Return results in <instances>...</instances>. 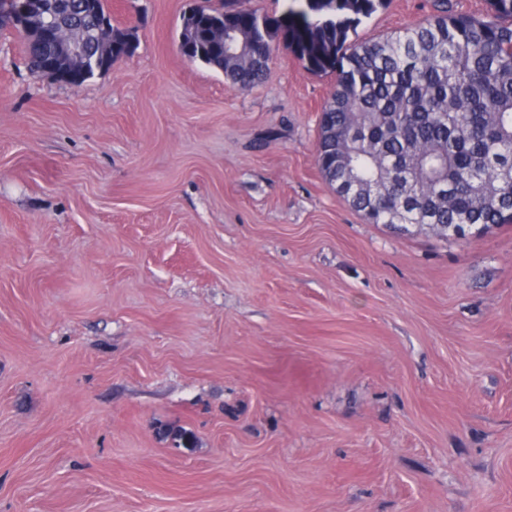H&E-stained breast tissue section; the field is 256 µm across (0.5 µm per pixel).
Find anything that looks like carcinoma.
<instances>
[{"label": "carcinoma", "mask_w": 512, "mask_h": 512, "mask_svg": "<svg viewBox=\"0 0 512 512\" xmlns=\"http://www.w3.org/2000/svg\"><path fill=\"white\" fill-rule=\"evenodd\" d=\"M73 26L106 14V0H66ZM382 0H322L306 34L341 55L321 108L315 161L336 194L369 224L457 238L512 223V0L485 20L435 0L423 21L376 40L336 21L370 17ZM181 44L240 90L265 78L279 19L254 8H205ZM45 46L25 35L37 72Z\"/></svg>", "instance_id": "1"}]
</instances>
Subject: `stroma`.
Masks as SVG:
<instances>
[{
  "instance_id": "35a3bbf8",
  "label": "stroma",
  "mask_w": 512,
  "mask_h": 512,
  "mask_svg": "<svg viewBox=\"0 0 512 512\" xmlns=\"http://www.w3.org/2000/svg\"><path fill=\"white\" fill-rule=\"evenodd\" d=\"M223 2L108 0L136 49L78 86L0 31V512H512V224L367 223L315 162L334 74L181 54Z\"/></svg>"
}]
</instances>
